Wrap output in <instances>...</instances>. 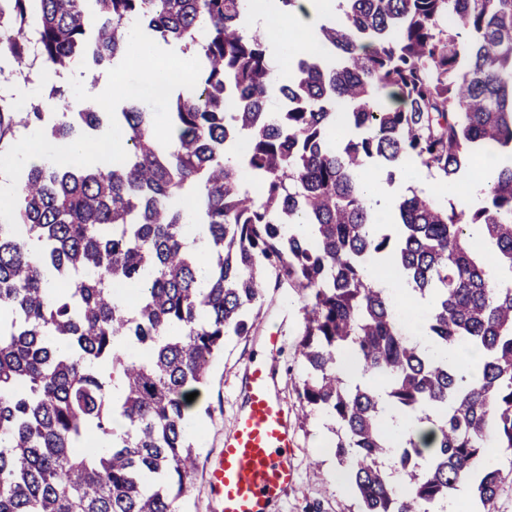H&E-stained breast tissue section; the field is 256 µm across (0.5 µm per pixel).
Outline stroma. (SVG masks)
<instances>
[{
	"mask_svg": "<svg viewBox=\"0 0 512 512\" xmlns=\"http://www.w3.org/2000/svg\"><path fill=\"white\" fill-rule=\"evenodd\" d=\"M268 284L264 302L255 307L257 327L246 336H229L224 350L211 363L204 397L193 409L192 442L197 455V471L186 494L178 502L179 512H221L211 495L205 474L224 445L238 409L237 386L249 361L262 353L265 328L279 330L283 337L275 356L279 374L278 393L293 414L296 440L292 450L297 467L299 490L281 497L274 512H359L354 493L337 483L342 466L330 445L336 436L333 420L309 410L299 396L303 363L299 354L303 339L307 295L273 268H266Z\"/></svg>",
	"mask_w": 512,
	"mask_h": 512,
	"instance_id": "1",
	"label": "stroma"
}]
</instances>
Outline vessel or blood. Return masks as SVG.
<instances>
[{
	"instance_id": "obj_1",
	"label": "vessel or blood",
	"mask_w": 512,
	"mask_h": 512,
	"mask_svg": "<svg viewBox=\"0 0 512 512\" xmlns=\"http://www.w3.org/2000/svg\"><path fill=\"white\" fill-rule=\"evenodd\" d=\"M244 400L233 430L208 474L223 512H268L271 502L296 488L293 420L267 365L251 362L241 383Z\"/></svg>"
}]
</instances>
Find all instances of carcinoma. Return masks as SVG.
Wrapping results in <instances>:
<instances>
[{
    "mask_svg": "<svg viewBox=\"0 0 512 512\" xmlns=\"http://www.w3.org/2000/svg\"><path fill=\"white\" fill-rule=\"evenodd\" d=\"M345 2L320 27L330 57L298 58L284 81L242 28L263 0H0V58L20 74L121 60L131 20L201 64L169 101V146L135 103L116 113L125 162L21 172L18 232L0 221V512H179L196 467L186 395L224 337L255 328L268 266L309 294L300 396L339 426L361 512H438L465 480L495 499L484 446L512 451V0ZM44 97L0 95V154L21 129L57 144L109 125L94 102L47 129ZM504 151L483 206L414 191L398 225L369 233L368 163L389 183L408 161L452 178ZM370 254L397 258L429 302L434 346L482 351L479 382L406 336ZM347 355L382 387L343 379ZM386 401L424 412L431 439L393 446Z\"/></svg>",
    "mask_w": 512,
    "mask_h": 512,
    "instance_id": "1",
    "label": "carcinoma"
}]
</instances>
